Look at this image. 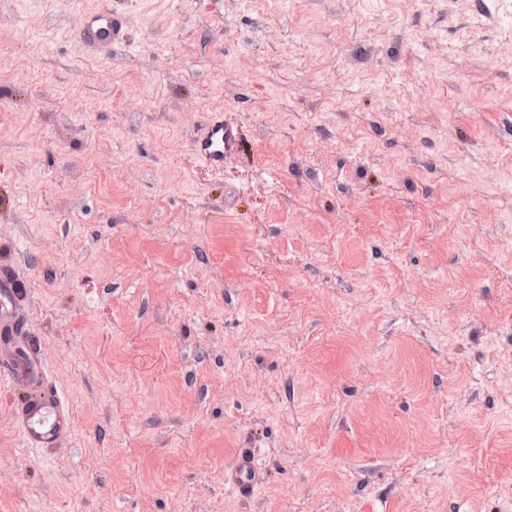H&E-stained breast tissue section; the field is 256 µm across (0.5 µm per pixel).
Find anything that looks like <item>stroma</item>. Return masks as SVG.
Masks as SVG:
<instances>
[{"label":"stroma","instance_id":"obj_1","mask_svg":"<svg viewBox=\"0 0 512 512\" xmlns=\"http://www.w3.org/2000/svg\"><path fill=\"white\" fill-rule=\"evenodd\" d=\"M98 4L0 0V271L72 418L26 451L0 388V512H512V0H112L102 56ZM99 3V8L80 16L76 35L90 52L106 55L128 39V29L125 17L112 11L111 0ZM195 156L212 172L224 169V157L234 153L240 146V130L224 123L220 112H211L198 125L193 139ZM256 470L251 457L242 456L233 476V488L240 495L249 494L255 484Z\"/></svg>","mask_w":512,"mask_h":512}]
</instances>
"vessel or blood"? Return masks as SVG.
Wrapping results in <instances>:
<instances>
[{
  "label": "vessel or blood",
  "mask_w": 512,
  "mask_h": 512,
  "mask_svg": "<svg viewBox=\"0 0 512 512\" xmlns=\"http://www.w3.org/2000/svg\"><path fill=\"white\" fill-rule=\"evenodd\" d=\"M76 35L90 52L106 55L127 40L128 29L124 16L113 12L111 0H100L99 8L81 15ZM239 146V128L225 124L217 112L208 114L192 139L195 156L214 172L223 170L225 156ZM17 295L16 277L0 276V384L22 392L16 419L27 449H52L67 436L71 417L58 391L47 381L40 345L30 333ZM255 479L251 457H241L233 476L234 489L249 494Z\"/></svg>",
  "instance_id": "obj_1"
}]
</instances>
